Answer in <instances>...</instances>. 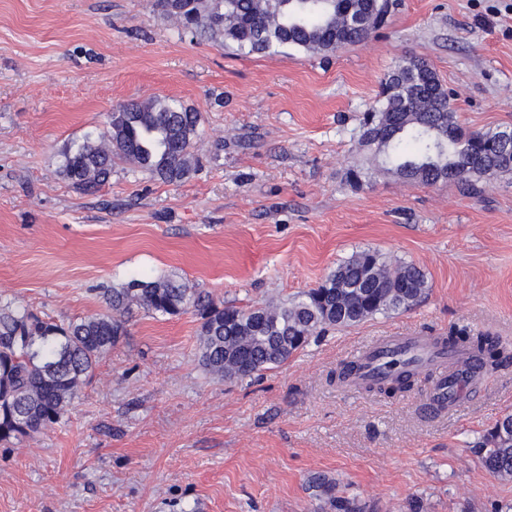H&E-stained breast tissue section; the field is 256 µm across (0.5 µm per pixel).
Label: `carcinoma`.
I'll use <instances>...</instances> for the list:
<instances>
[{"label": "carcinoma", "instance_id": "obj_1", "mask_svg": "<svg viewBox=\"0 0 512 512\" xmlns=\"http://www.w3.org/2000/svg\"><path fill=\"white\" fill-rule=\"evenodd\" d=\"M163 13L199 33L224 38L239 51L275 52L295 47L333 53L366 42L383 19L372 0H158ZM448 90L422 60L400 62L381 83L377 105L365 114L359 143L374 149L383 170L424 185L453 182L468 192L476 182L512 172V127L470 131L448 107ZM200 116L173 99L129 101L112 112L107 131L86 134L62 153L59 173L90 194L109 182L120 162L169 183L195 171L192 153ZM413 263H388L364 250L337 266L326 280L279 305L248 308L215 303L177 278L132 279L104 290L108 311L66 324L46 321L28 308L0 300V441L18 440L59 424L83 386L118 339L136 309L173 316L192 306L202 319V365L227 379H246L285 363L328 329H343L377 315L407 311L427 294ZM444 343L472 350L484 372L512 359V349L488 334L459 330ZM404 373L365 386L367 393L409 390ZM493 476L512 477V414L498 420L476 445ZM314 495L330 512H362L325 474L311 479Z\"/></svg>", "mask_w": 512, "mask_h": 512}]
</instances>
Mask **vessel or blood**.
I'll return each instance as SVG.
<instances>
[{
    "label": "vessel or blood",
    "instance_id": "b4317fda",
    "mask_svg": "<svg viewBox=\"0 0 512 512\" xmlns=\"http://www.w3.org/2000/svg\"><path fill=\"white\" fill-rule=\"evenodd\" d=\"M394 358L410 370L433 368L437 382L432 398L450 407L456 405L464 386L481 372L471 351L436 342L428 336H381L352 352L350 359L356 372L347 383V390L361 389L382 378L386 362Z\"/></svg>",
    "mask_w": 512,
    "mask_h": 512
}]
</instances>
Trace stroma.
Here are the masks:
<instances>
[{
	"mask_svg": "<svg viewBox=\"0 0 512 512\" xmlns=\"http://www.w3.org/2000/svg\"><path fill=\"white\" fill-rule=\"evenodd\" d=\"M409 58L463 125L512 126V0H390L366 43L326 57L227 49L157 0H0V299L65 322L104 312L106 288L177 276L246 308L367 249L428 281L413 309L242 381L202 367L194 311L135 315L59 426L0 443V512H316V472L363 512H512V478L474 448L512 413V365L451 414L425 413L423 377L393 397L332 378L375 336L466 325L512 340V173L470 195L381 171L358 144ZM143 96L200 114L196 171L171 184L121 163L77 191L61 152Z\"/></svg>",
	"mask_w": 512,
	"mask_h": 512,
	"instance_id": "35a3bbf8",
	"label": "stroma"
}]
</instances>
